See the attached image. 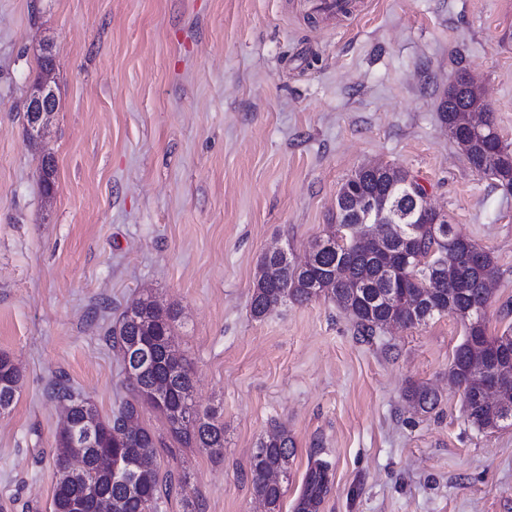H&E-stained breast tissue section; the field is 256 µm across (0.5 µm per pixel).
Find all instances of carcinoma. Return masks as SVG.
I'll use <instances>...</instances> for the list:
<instances>
[{"instance_id":"cac0c4a2","label":"carcinoma","mask_w":512,"mask_h":512,"mask_svg":"<svg viewBox=\"0 0 512 512\" xmlns=\"http://www.w3.org/2000/svg\"><path fill=\"white\" fill-rule=\"evenodd\" d=\"M448 89L440 117L449 136L477 170L506 189L512 188V148L500 135L476 138L471 134L473 112L483 109L472 94H454ZM378 174L359 169L340 188L337 197V224L311 243L305 259L297 262L284 251L264 255L251 297L253 318H264L278 304L291 300L302 304L324 293L349 313L357 332L366 337L394 322L410 328L435 316L451 315L465 327L462 343L455 349L449 367L451 383L462 391L463 406L471 423L480 430H493L507 420L500 406L507 399H489L482 389V368L495 354L512 359V335L489 336L486 307L489 289L498 269L492 256L469 242L462 243L452 225L440 234L430 224L428 212L413 220H401L402 203L415 195L422 199L426 190L416 180H407L403 169L377 164ZM361 227L348 234L344 244L336 243V225ZM375 229L378 246L366 250L361 236ZM402 236L414 239L408 264L393 262ZM178 312L162 305L155 297L142 294L129 303L119 324L108 332L113 346L119 347L127 379L136 396L150 402L165 418L168 431L187 446L202 448L214 456L224 452V421L213 411L200 410L194 403L191 372L172 340ZM21 374L9 355L0 353V409H8L19 389ZM54 395L63 406L64 420L57 434L53 463L56 482L53 512H73L81 500L90 510L93 498L111 501L112 512H154L162 495L170 493L159 482L155 435L138 423L135 403L126 401L109 418L99 415L94 405L74 395L59 381ZM407 399L423 413L434 409L438 396L424 384L411 386ZM100 427L121 433L112 441V465L120 470L131 462L140 463L134 489L114 479L113 471L99 462L97 451L74 446V430L85 419ZM293 441L284 428L277 427L261 438L251 457V485L256 497L269 512H279L282 485L272 482L275 473L288 479ZM82 457L84 470L73 476L71 463ZM330 464L318 459L306 473L300 503L316 505L327 493Z\"/></svg>"}]
</instances>
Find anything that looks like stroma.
<instances>
[{
  "instance_id": "35a3bbf8",
  "label": "stroma",
  "mask_w": 512,
  "mask_h": 512,
  "mask_svg": "<svg viewBox=\"0 0 512 512\" xmlns=\"http://www.w3.org/2000/svg\"><path fill=\"white\" fill-rule=\"evenodd\" d=\"M0 0V353L21 373L0 412V512H52L63 407L54 382L109 417L133 399L106 337L142 294L178 312L173 340L224 454L159 440L157 512H264L251 454L274 426L294 452L280 512L311 459L331 464L317 512H512V424L478 430L448 379L453 316L360 337L320 296L252 318L258 263L301 259L360 167L408 171L498 269L488 335H512V191L475 172L440 103L460 74L512 145V0ZM57 108L31 138L24 99L44 45ZM52 165V195L42 189ZM438 395L428 414L405 393ZM347 3H349V6H347ZM306 7L311 15L336 17V13L344 15L341 13H344L347 8H349V11L351 12L353 9V2L350 0H308Z\"/></svg>"
}]
</instances>
